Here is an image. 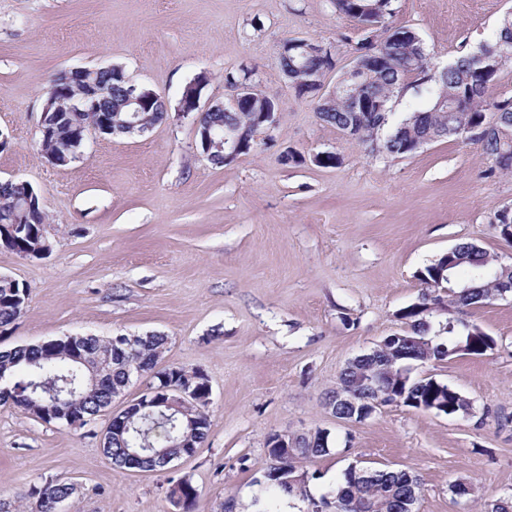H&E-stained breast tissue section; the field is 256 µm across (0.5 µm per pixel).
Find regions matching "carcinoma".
I'll use <instances>...</instances> for the list:
<instances>
[{
  "mask_svg": "<svg viewBox=\"0 0 512 512\" xmlns=\"http://www.w3.org/2000/svg\"><path fill=\"white\" fill-rule=\"evenodd\" d=\"M340 14L354 22L357 36H342V41L355 52L372 53L382 61L362 60L364 72L359 80L348 79V70L340 65L338 54L323 58L297 57L293 54L279 58L280 68H288L303 90L306 75L320 70L336 74V82L328 93L317 100L316 112L321 121L336 127L350 139L367 145L378 144L380 153L390 157H408L416 153V144L432 136H459V130L483 126L497 118L500 132L482 133L478 139L485 154L492 157L496 167L512 172V161H503L512 154V96L493 94V86L476 66L471 54L458 56L442 69L427 65L428 51L423 39L412 29L398 25L395 38L380 39L382 19H392L395 9L392 0H333ZM88 80L112 84V100L120 94L121 82L112 71L95 70ZM424 96L427 102L401 116L395 107L407 96ZM253 107H226L222 112H207L201 116L204 125L237 131L254 123ZM67 127L56 130L42 143L45 150L63 151L68 146ZM22 189L14 183L0 184V245L16 253L37 245L46 232V216L37 211L25 215L23 231L14 235L8 228L14 225L19 212L14 201ZM495 255L478 251L472 243H460L450 253L441 255L418 271L422 283L442 282L448 286V305L454 313L440 318L427 311V294L400 309L397 318L407 331L400 338H384V347L376 357H365L344 368L339 385L349 386L358 374L373 369L376 362L389 364L392 374L382 379L371 396L386 404H402L418 410L430 409L444 415H470L472 403L454 387L433 378L412 380L401 374L404 363L429 355L442 360L444 355H480L495 345L482 328L459 317L464 308L485 304L498 294L495 288ZM25 292L22 285L8 286L0 282V329L5 331L22 314ZM168 337L160 334L139 336L130 342H115L113 338L88 336L73 343L69 339L49 340L40 345L0 350V405H13L24 413L46 423L62 420L87 422L111 407L118 392L124 390L132 374L148 373L155 383L152 388L164 389L191 385L211 392L204 383L203 372L183 366L156 369L157 361L166 350ZM98 371L95 385H80L84 374ZM169 418L158 414L136 420L128 435L102 447L113 465L145 472H165L169 465L152 451H143L128 459L126 449L136 448L147 441L154 448L167 446V438L179 436L192 444L190 448H173L171 452L189 456L208 436L207 413L196 412L192 404ZM299 447L288 452L267 449L268 457L277 458L278 469L290 478L302 479L297 492L288 496L307 497V485L315 475L299 467V460L331 454L329 433L317 430L312 435L297 438ZM169 500L179 499L186 512L198 497L192 478L186 474L168 479ZM75 488L59 479L29 485L14 502L0 500V512H58L62 500L71 497ZM420 496V484L406 470L370 468L360 475L353 468L343 474V480L333 497L310 501L311 512H359L364 500L370 512H414Z\"/></svg>",
  "mask_w": 512,
  "mask_h": 512,
  "instance_id": "carcinoma-1",
  "label": "carcinoma"
}]
</instances>
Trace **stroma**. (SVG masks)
<instances>
[{
  "label": "stroma",
  "mask_w": 512,
  "mask_h": 512,
  "mask_svg": "<svg viewBox=\"0 0 512 512\" xmlns=\"http://www.w3.org/2000/svg\"><path fill=\"white\" fill-rule=\"evenodd\" d=\"M437 66L492 41L512 0H394ZM354 24L332 0H0V181H25L46 214L50 252L0 246V275L29 297L0 349L71 335L168 336L163 365L201 369L211 386L207 440L173 463L199 492L194 512H306L266 484L269 435L328 431L331 456L303 467L307 490L331 496L353 464L404 469L421 486L417 512H483L512 496V296L464 313L495 341L481 355L417 362L473 403L469 416L403 405L336 419L324 404L342 369L402 332L399 309L422 292L417 273L467 241L503 259L512 239L492 219L512 207V173L480 145L443 139L410 157L366 150L323 123L278 66L283 38L337 49ZM117 64L170 112L141 136H89L51 165L38 124L61 70ZM252 70L274 99L277 127L224 166L203 159L182 94L207 73L203 99H223L224 74ZM294 151L301 164L283 165ZM341 164L324 168L317 155ZM90 427L45 423L0 406V499L45 478L74 484L67 512H173L164 474L113 466ZM472 478L474 495L451 484Z\"/></svg>",
  "instance_id": "35a3bbf8"
}]
</instances>
